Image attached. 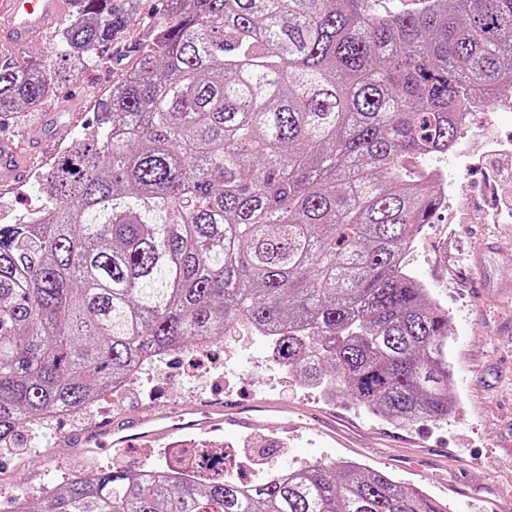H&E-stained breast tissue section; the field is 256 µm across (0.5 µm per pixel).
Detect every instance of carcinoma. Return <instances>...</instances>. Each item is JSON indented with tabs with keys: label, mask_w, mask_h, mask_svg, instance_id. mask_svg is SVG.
<instances>
[{
	"label": "carcinoma",
	"mask_w": 512,
	"mask_h": 512,
	"mask_svg": "<svg viewBox=\"0 0 512 512\" xmlns=\"http://www.w3.org/2000/svg\"><path fill=\"white\" fill-rule=\"evenodd\" d=\"M57 51L0 64L30 110L112 42L139 0H89ZM164 0L126 75L35 183L38 224H0V444L163 352L272 333L305 385L373 414L448 418V312L406 270L439 205L406 165L458 145L455 114L512 92V0ZM67 479L23 512H447L353 462L243 483L225 459Z\"/></svg>",
	"instance_id": "obj_1"
}]
</instances>
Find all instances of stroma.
Returning <instances> with one entry per match:
<instances>
[{"label":"stroma","mask_w":512,"mask_h":512,"mask_svg":"<svg viewBox=\"0 0 512 512\" xmlns=\"http://www.w3.org/2000/svg\"><path fill=\"white\" fill-rule=\"evenodd\" d=\"M121 74L109 61L86 65L36 109L0 117V132L41 134L51 105L82 114V126H91L99 100ZM485 153L472 136L442 159L452 193L448 208L423 225L407 256L412 275L448 312V363L456 397L448 419L390 421L347 399H329L278 365L268 338L243 329L209 353L180 350L131 378L120 394H102L82 412L44 422L36 429L39 453H31L27 436L16 437L12 447L0 450V512H9L20 486L38 500L48 479L58 485L85 470L164 468L179 463L183 449L214 444L248 481L264 477L273 466L285 470L317 460H352L422 489L446 504L448 512H500L502 491L512 490V299L494 304L490 298L512 286V211L503 210L495 223L484 221L494 207L484 189L492 174L481 164ZM249 396L282 399L315 415L335 412L354 445L340 447L323 428L290 435L274 424L253 433L184 434L117 457L106 450L85 458L56 444L60 434L171 399L190 408L201 399ZM267 439L272 447H264ZM417 456L430 459L427 478H420L411 464Z\"/></svg>","instance_id":"stroma-1"}]
</instances>
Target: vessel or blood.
<instances>
[{"instance_id":"1","label":"vessel or blood","mask_w":512,"mask_h":512,"mask_svg":"<svg viewBox=\"0 0 512 512\" xmlns=\"http://www.w3.org/2000/svg\"><path fill=\"white\" fill-rule=\"evenodd\" d=\"M88 0H0V53L15 55L28 43L46 37L68 16L82 13ZM79 114L69 113L60 119L47 117L49 135L39 138L0 137V192L25 181L35 161H49L56 154L57 143L71 127L78 124ZM288 407L275 399H256L243 405L235 401L214 403L188 411L175 402L150 407L120 421H108L84 428L71 435L69 443L84 453L106 449L120 452L168 440L185 431L207 433L223 430L240 432L258 430L273 417L284 419L285 429H297L288 421Z\"/></svg>"}]
</instances>
